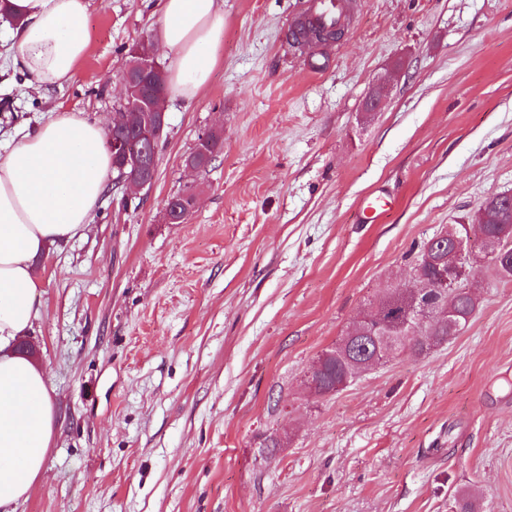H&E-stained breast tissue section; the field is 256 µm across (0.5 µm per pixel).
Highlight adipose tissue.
I'll list each match as a JSON object with an SVG mask.
<instances>
[{"label":"adipose tissue","mask_w":512,"mask_h":512,"mask_svg":"<svg viewBox=\"0 0 512 512\" xmlns=\"http://www.w3.org/2000/svg\"><path fill=\"white\" fill-rule=\"evenodd\" d=\"M19 24L9 34L15 64L42 86L71 78L86 51L87 0H9ZM173 95L190 99L207 83L212 46L224 31L219 0H161ZM112 169L97 123L51 115L0 159V512L27 499L44 471L55 413L47 374L15 344L39 315L35 259L50 245L85 235Z\"/></svg>","instance_id":"adipose-tissue-1"}]
</instances>
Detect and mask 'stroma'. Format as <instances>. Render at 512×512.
I'll use <instances>...</instances> for the list:
<instances>
[{
	"instance_id": "stroma-1",
	"label": "stroma",
	"mask_w": 512,
	"mask_h": 512,
	"mask_svg": "<svg viewBox=\"0 0 512 512\" xmlns=\"http://www.w3.org/2000/svg\"><path fill=\"white\" fill-rule=\"evenodd\" d=\"M305 2L221 0L210 80L167 97L152 186L107 183L86 235L38 260L28 340L56 430L15 512H457L462 491L512 512V281L488 266L448 342L336 393L305 386L414 247L512 194V0H352L342 40L295 50ZM161 24L159 0H89L69 81L37 91L0 62V156L52 110L111 124L134 45L171 68ZM215 128L211 165L188 169ZM377 190L389 205L361 223ZM269 433L286 443L264 459Z\"/></svg>"
}]
</instances>
